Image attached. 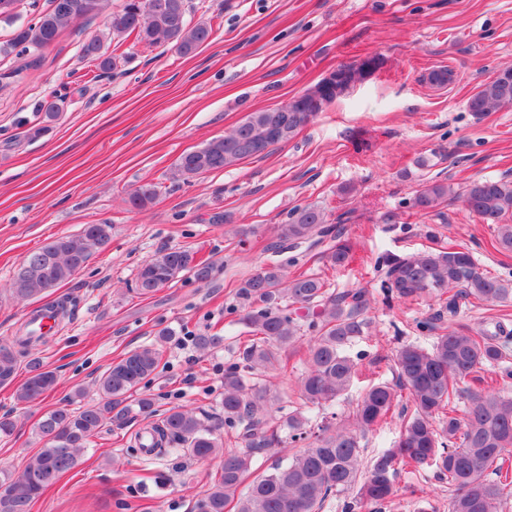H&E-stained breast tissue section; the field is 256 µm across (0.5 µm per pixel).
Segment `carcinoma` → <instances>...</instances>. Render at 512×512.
Returning a JSON list of instances; mask_svg holds the SVG:
<instances>
[{
	"instance_id": "1",
	"label": "carcinoma",
	"mask_w": 512,
	"mask_h": 512,
	"mask_svg": "<svg viewBox=\"0 0 512 512\" xmlns=\"http://www.w3.org/2000/svg\"><path fill=\"white\" fill-rule=\"evenodd\" d=\"M103 0H50L40 11L29 5V15L17 23L20 11H0V23L16 25L13 37L0 43V55L13 56L20 76L62 31L95 16ZM188 0H123L112 12L105 31L82 45L84 57L104 72L118 68L120 57L102 51L108 39L115 47L129 37L154 47L171 43L183 55L206 44L212 27L187 19ZM512 98V81L489 80L467 100L468 111L480 119L500 109L504 96ZM336 102V92L320 83L283 106L250 112L233 129L203 146L182 154L173 178L184 183L204 174L222 171L255 158L273 123L280 125L279 143L292 140L307 124L306 113L322 112ZM455 196L448 183L432 180L421 185L409 207L424 214L434 212ZM155 185L145 183L128 194L127 205L136 210L153 205ZM467 210L486 224L497 225L496 244L512 252V182L504 178H478L463 190ZM326 216L316 206L292 211L281 225L280 238L297 246L314 237L331 236L322 258L334 269L349 265L352 245L344 231L326 227ZM110 224H87L75 234L53 238L29 253L14 271L9 291L18 300H30L59 288L84 268L91 257L107 247ZM383 300L413 302L431 298L438 302L436 321L456 317L465 303L498 306L512 301V280L488 274L465 249L437 246L406 256L381 257ZM210 262L184 247L157 251L139 268L133 291L151 296L183 278L200 284L211 281ZM242 300L236 309L238 323L252 338L224 366V418L212 419L193 410L175 407L158 423L152 447L157 455L183 453L217 461L208 489L196 502V512H323L333 493L357 489L342 512H380L395 493L400 470L421 473L433 469L448 482V512H502L512 497V471L505 468L512 456V393L492 386H469L474 374L502 368L512 355L500 337L512 333L501 324L471 334L444 330L428 347L401 344L394 355L396 382L368 386L353 411L349 425L323 420L320 413L344 397L358 379V358L353 346L370 335L368 312L375 298L366 288L338 292L315 274L288 272L285 264L271 262L243 277L237 289ZM309 332L306 370L297 381L299 403L287 410L272 389L270 377L284 369L281 353L301 343ZM174 332L162 329L152 343L132 349L95 380L96 397L86 401L75 393L68 404L47 412L35 434L40 448L14 471H0V512H29L30 505L59 476L78 463L81 449L114 420L155 412L154 401L142 395L129 402L133 392L158 368L164 345ZM46 337L31 333L0 341V386L14 381L21 359H27L28 376L14 396L17 403L33 405L56 384V374L46 369L31 350ZM407 397L410 410L401 413L397 439L366 460L360 439L387 422L399 398ZM464 400L458 407V400ZM237 433L240 447H224V436ZM302 443L286 462L270 469L257 466L256 455L284 443Z\"/></svg>"
}]
</instances>
